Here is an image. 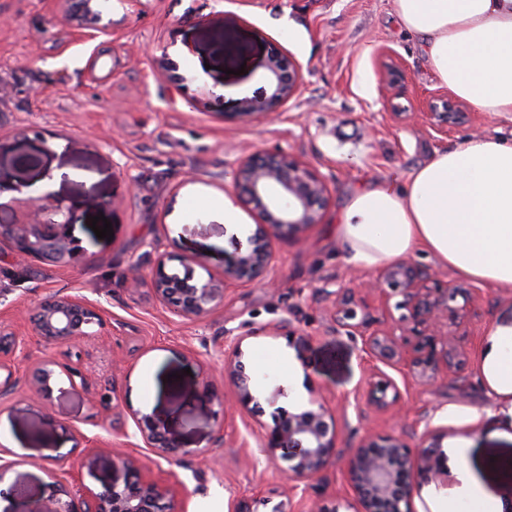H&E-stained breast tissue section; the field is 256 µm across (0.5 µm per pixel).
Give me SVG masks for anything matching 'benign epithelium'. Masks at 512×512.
<instances>
[{
	"label": "benign epithelium",
	"mask_w": 512,
	"mask_h": 512,
	"mask_svg": "<svg viewBox=\"0 0 512 512\" xmlns=\"http://www.w3.org/2000/svg\"><path fill=\"white\" fill-rule=\"evenodd\" d=\"M111 0H78L77 27L83 36L95 38L112 30L109 13ZM272 93L267 103L260 105L244 100L240 115L262 116L285 102L297 91L301 75L287 57L276 56L268 64ZM426 116L438 130L469 120V113L451 98L429 104ZM236 189L256 220L255 230L247 247L236 244L224 265V276L196 280L189 274L167 272V262L173 257L157 252L149 286L155 298L173 315L186 319H201L224 302V292L236 285H263L272 264L268 247L269 236L292 238L319 222L329 201L325 179L302 160L281 152L255 153L243 159L234 175ZM49 196L31 198L26 221L21 224H0V241L9 243L19 262L49 261L67 265L82 249L71 235L73 217L60 222L46 218ZM463 296L464 303L450 302ZM396 296L401 300L395 309L403 311L399 322L411 325L416 334L413 341L405 334L384 329H371L372 317L367 298L378 299L384 307ZM478 316L475 300L465 289L448 288L427 270L408 261H398L382 268L361 290V296L344 293L335 302L334 321L352 335L361 337L366 353L386 365H402L414 377L429 383L441 372H458L466 363L463 350L454 344L450 320ZM33 331L46 344L73 342L93 335L91 328L104 325L96 307L79 297H51L40 303L31 316ZM275 336H285L288 343L303 344L287 319L270 327ZM252 332L238 337L230 352L224 354V373L236 388V404L249 408L257 404L251 377L243 362V341ZM17 342L0 341V393L14 389V374L20 361L16 356ZM55 371L50 366L39 370L35 377L36 395L51 400V381ZM308 405L275 419L271 427L263 426L259 433L261 446L271 454H279L286 463L283 471L291 479H308L320 475L336 461V435L332 415L324 401L312 388ZM399 401L395 383L381 373L371 383L368 404L378 410H388ZM136 430L147 448L161 457L192 456L207 462L199 450L182 449L167 437L153 418L139 410L129 412ZM440 435L425 430L416 447L399 436H378L362 443L351 454L348 481L355 501V512H414L412 506L414 477L423 470L438 469L442 460L437 452ZM112 467L121 476L102 484L93 491L69 485V471L53 472L58 493L37 503L31 512H174L176 485L161 484L142 474L140 461L112 449Z\"/></svg>",
	"instance_id": "7a95c632"
}]
</instances>
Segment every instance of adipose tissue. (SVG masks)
<instances>
[{
  "mask_svg": "<svg viewBox=\"0 0 512 512\" xmlns=\"http://www.w3.org/2000/svg\"><path fill=\"white\" fill-rule=\"evenodd\" d=\"M437 79L481 112H512V0H394ZM336 233L345 261L373 269L426 252L453 274L512 294V142L472 138L405 177L356 191ZM512 418V328L482 368Z\"/></svg>",
  "mask_w": 512,
  "mask_h": 512,
  "instance_id": "obj_1",
  "label": "adipose tissue"
}]
</instances>
